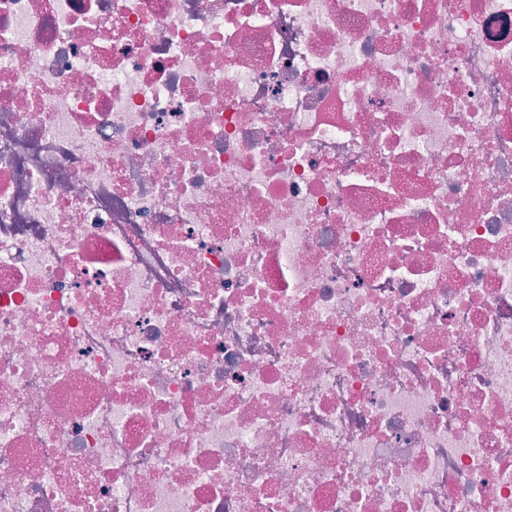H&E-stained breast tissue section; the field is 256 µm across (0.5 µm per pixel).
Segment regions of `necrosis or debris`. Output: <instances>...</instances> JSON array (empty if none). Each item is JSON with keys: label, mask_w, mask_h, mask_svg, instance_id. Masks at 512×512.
<instances>
[{"label": "necrosis or debris", "mask_w": 512, "mask_h": 512, "mask_svg": "<svg viewBox=\"0 0 512 512\" xmlns=\"http://www.w3.org/2000/svg\"><path fill=\"white\" fill-rule=\"evenodd\" d=\"M0 512H512V0H0Z\"/></svg>", "instance_id": "1"}]
</instances>
